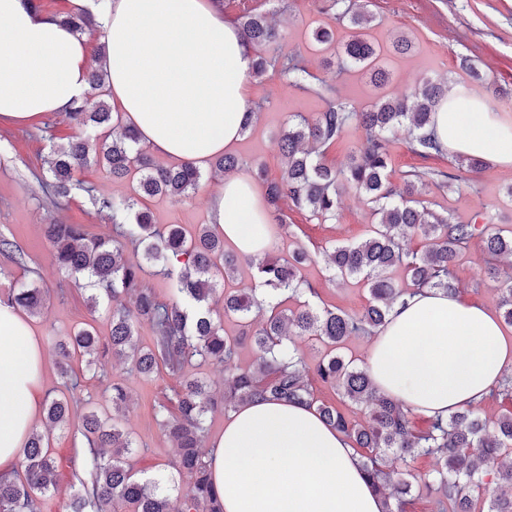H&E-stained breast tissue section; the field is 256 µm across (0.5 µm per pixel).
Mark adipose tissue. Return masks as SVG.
I'll return each mask as SVG.
<instances>
[{
	"label": "adipose tissue",
	"mask_w": 512,
	"mask_h": 512,
	"mask_svg": "<svg viewBox=\"0 0 512 512\" xmlns=\"http://www.w3.org/2000/svg\"><path fill=\"white\" fill-rule=\"evenodd\" d=\"M94 11L112 97L143 142L197 167L242 137L254 61L241 32L210 0H71ZM84 38L30 0H0V120L24 125L66 113L90 93ZM434 123L449 153L512 166V118L476 94L451 93ZM210 220L246 256L272 240L255 183L232 174ZM44 348L27 318L0 302V473L12 474L43 395ZM376 388L428 415L476 404L512 371V338L483 306L425 289L404 297L373 336ZM206 462L224 512H384L347 438L315 408L281 401L232 413Z\"/></svg>",
	"instance_id": "obj_1"
}]
</instances>
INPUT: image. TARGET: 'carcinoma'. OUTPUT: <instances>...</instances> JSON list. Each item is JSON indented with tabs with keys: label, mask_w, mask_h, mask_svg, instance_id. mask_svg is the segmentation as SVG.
Returning <instances> with one entry per match:
<instances>
[{
	"label": "carcinoma",
	"mask_w": 512,
	"mask_h": 512,
	"mask_svg": "<svg viewBox=\"0 0 512 512\" xmlns=\"http://www.w3.org/2000/svg\"><path fill=\"white\" fill-rule=\"evenodd\" d=\"M321 2L320 12L333 14L337 23L351 30V38L336 52V71L353 68L374 88L383 87L390 71L380 63L382 47L366 33L374 16L357 0ZM235 23L258 50L253 78L272 73L323 102L316 115L290 119L281 132L277 146L286 168L280 176L268 177L260 164L252 167L272 217V223L260 225L259 231L293 235L285 205L326 222L336 219L342 195L354 192L365 197L377 216L372 234L357 243L337 244L325 257L332 274L363 283L367 305L350 315L318 310L308 302L294 309L272 303L273 297L286 292L318 295L316 286L299 277L301 266L318 259L302 246L281 256L253 257L225 251L224 237L208 225L190 237L178 225L157 230L143 200L159 195L183 202L200 188L203 174L186 161L172 167L155 164L140 145L138 129L111 111L105 101L109 95L106 49L100 45L97 66L89 72L91 94L67 113L83 133L54 151L47 187L55 198L69 196L74 171L92 161L112 179L129 178L135 186L123 199L96 196L86 189L97 211L121 226L117 236H90L82 224L45 225L44 236L57 269L87 281L93 290L91 307L104 302L112 315L107 340L88 325L52 337V352L64 376L70 373L72 354L92 357L102 345L111 348L113 356L130 361L131 369L146 378L161 368L180 377L195 362H217L224 365V391L218 396L202 380H185L174 397L157 406L162 432L178 448L170 474L186 471L194 476L186 491L173 495L163 480L136 476L131 464L133 440L118 417L127 394L121 386H112V416L96 407L83 416L81 435L87 448L73 460L79 490L69 499L66 512H224L202 448L206 415L217 410L227 415L268 399L315 407L327 425L368 450L362 457L363 469L384 498L385 512H402L413 491L434 487L448 496L453 512H512V493L491 490L493 484L512 490L511 410L490 423L465 408L446 420L429 417L426 428L418 430L414 410L381 393L366 367L336 353L349 336L374 335L397 300L409 293L390 276L393 269H403L417 290L455 293L458 261L471 241L481 240L483 250L493 257L512 258V230L488 234L474 222L457 221L447 211L435 209L427 199L433 187L444 190L461 184L462 173L479 170L481 158L454 155L446 169H412L403 172L399 182L391 178L390 146L397 140L423 157L448 154L433 129L437 107L448 98L447 82L423 78L408 94L378 95L359 109L338 95L332 81L308 70L299 53H262L263 47L283 39L266 13L248 8ZM311 41L328 48L335 43V29L328 23L321 25L312 31ZM462 65L477 86L489 84V72L475 60L465 58ZM354 123L365 131L357 157L343 168L326 164L327 149ZM242 166V159L232 154L210 162L212 171L226 175ZM414 235L425 241L420 252L403 247ZM127 242L143 247L150 267L123 260ZM243 264L255 268L254 287L244 294L224 289L226 279ZM154 274L168 277L184 303L160 301L147 285V277ZM43 302L44 291L36 286L20 288L8 298L9 304L31 314L40 312ZM499 310L512 325V273L500 289ZM230 316L241 323L237 336L224 334V319ZM144 326L152 336L150 345L141 347L137 335ZM303 336H313L331 350L308 364L288 349V343ZM247 341L259 355L253 364L242 366L237 355ZM312 374L335 387L342 402L369 408L368 417L355 421L338 407L318 402L310 383ZM69 414L65 398L45 403L42 425L32 428L23 448L21 470L0 476V512H41L56 485L50 434L66 428ZM420 453L435 454L439 461L438 468L425 476L408 469V460Z\"/></svg>",
	"instance_id": "obj_1"
}]
</instances>
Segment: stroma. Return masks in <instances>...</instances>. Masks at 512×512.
I'll use <instances>...</instances> for the list:
<instances>
[{
	"instance_id": "1",
	"label": "stroma",
	"mask_w": 512,
	"mask_h": 512,
	"mask_svg": "<svg viewBox=\"0 0 512 512\" xmlns=\"http://www.w3.org/2000/svg\"><path fill=\"white\" fill-rule=\"evenodd\" d=\"M365 4L376 17L369 32L372 40L385 44L403 35L415 46L410 56L388 58L392 79L386 94L401 95L423 78H444L449 88L472 89L468 72L460 67L461 58L468 56L490 67L495 92L486 96L487 105L512 116V0H365ZM246 5L273 14L284 32V51L299 49L310 70L324 72L327 56L315 51L310 34L325 16L311 0H297L294 9L287 12L281 0H219L217 7L229 21ZM246 97L248 103L259 104L260 110L251 128L230 151L257 160L269 177H277L283 168L277 140L289 115H313L321 110L322 103L277 76L250 80ZM74 134L63 114H49L24 126L0 122V235L14 241L26 255L21 265L0 255V299H6L11 289L23 284L44 288V307L31 318L42 339L86 323L92 324L101 337L109 336L111 330L106 307L89 309L88 289L77 287L54 269L44 238L45 225L59 223L81 224L93 234L112 232L111 218L98 214L89 197H124L131 193L130 182L113 180L103 168L91 165L75 171V187L68 199L57 201L49 196L44 187L47 161ZM469 179L471 188L445 192L435 189L430 193L431 200L465 222L474 220L481 209H489L495 216V228H512V196L507 193L512 186V168L488 163ZM223 182V175L207 170L199 191L186 202L159 196L149 199L147 205L155 224L160 228L178 224L188 233H196L200 225L208 223L209 199ZM288 221L296 225L299 238L309 247L327 249L363 240L374 218L362 198L351 193L341 198L335 223L319 224L298 212L290 213ZM507 267V261L486 255L479 242H472L457 269L461 298L497 310L502 272ZM301 274L319 289L315 306L355 313L367 300L365 288L356 280H329L324 262L303 268ZM71 366L74 379L70 382L62 378L52 357L47 358L43 374L45 396L69 399L71 413L67 428L55 431L51 441L57 462V488L47 497L42 512H63L78 489L71 467L75 436L87 404L111 412L113 385H121L128 394L129 409L122 425L135 443L138 466L145 476L164 473L176 458L175 448L162 434L155 407L163 396L179 387V380L141 377L131 372L129 362L109 356L94 366L88 365L86 358L77 357Z\"/></svg>"
}]
</instances>
